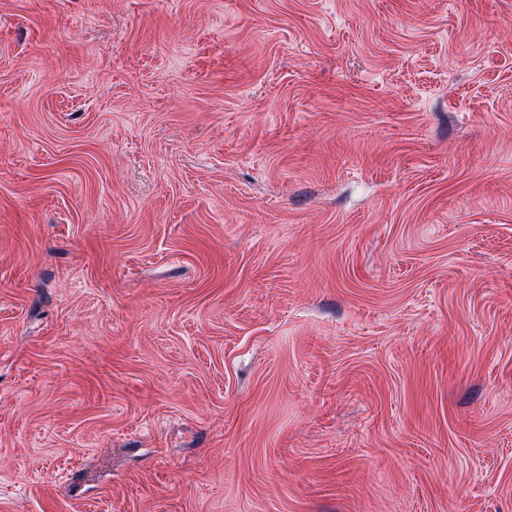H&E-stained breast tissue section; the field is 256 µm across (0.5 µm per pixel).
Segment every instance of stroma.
<instances>
[{"mask_svg": "<svg viewBox=\"0 0 512 512\" xmlns=\"http://www.w3.org/2000/svg\"><path fill=\"white\" fill-rule=\"evenodd\" d=\"M0 512H512V0H0Z\"/></svg>", "mask_w": 512, "mask_h": 512, "instance_id": "obj_1", "label": "stroma"}]
</instances>
